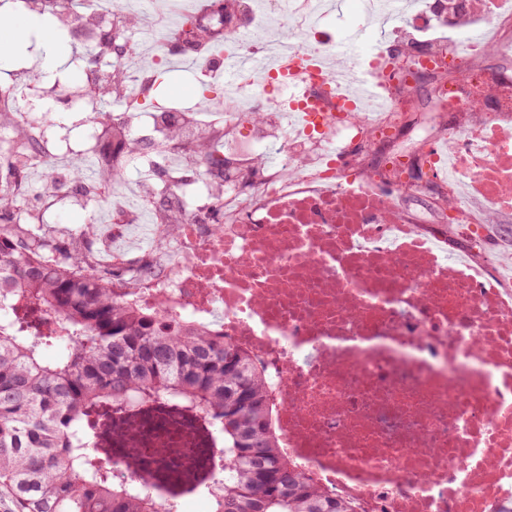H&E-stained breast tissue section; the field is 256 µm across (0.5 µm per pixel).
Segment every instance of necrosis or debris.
Here are the masks:
<instances>
[{
  "label": "necrosis or debris",
  "instance_id": "necrosis-or-debris-1",
  "mask_svg": "<svg viewBox=\"0 0 512 512\" xmlns=\"http://www.w3.org/2000/svg\"><path fill=\"white\" fill-rule=\"evenodd\" d=\"M323 0H288L280 35L330 61L341 39ZM384 45L352 56L377 71L385 105L340 98L330 71L289 60L287 101L242 76L224 125L253 152L189 197L183 161L207 132L192 111L149 123L158 178L178 212L155 227L162 264L113 253L129 302L223 330L265 372L278 446L308 481L356 512H494L512 501V282L487 260L512 222V0H425ZM201 23L231 57L265 53L253 0H225ZM312 112L289 125L288 105ZM276 148L277 159L262 152ZM207 454L189 417L161 412L114 431V482L155 495L158 471Z\"/></svg>",
  "mask_w": 512,
  "mask_h": 512
}]
</instances>
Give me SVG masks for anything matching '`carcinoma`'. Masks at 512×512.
Segmentation results:
<instances>
[{"label": "carcinoma", "instance_id": "carcinoma-1", "mask_svg": "<svg viewBox=\"0 0 512 512\" xmlns=\"http://www.w3.org/2000/svg\"><path fill=\"white\" fill-rule=\"evenodd\" d=\"M82 48V71L127 46L124 27L68 33ZM94 108L122 88L120 71L95 85ZM85 183L69 170L47 190L62 197ZM21 297L54 323L53 336H31L0 317V491L16 512H160L153 496L115 483L93 463L92 440L108 438L106 406L141 405L150 414L169 403L200 413L196 431L224 432V487L212 512H354L319 490L279 453L263 370L231 337L180 324L117 294L112 271L94 270L93 255L59 244L24 224H0V311Z\"/></svg>", "mask_w": 512, "mask_h": 512}]
</instances>
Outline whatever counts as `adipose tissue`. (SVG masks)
I'll return each mask as SVG.
<instances>
[{
    "label": "adipose tissue",
    "mask_w": 512,
    "mask_h": 512,
    "mask_svg": "<svg viewBox=\"0 0 512 512\" xmlns=\"http://www.w3.org/2000/svg\"><path fill=\"white\" fill-rule=\"evenodd\" d=\"M41 38L42 70L55 76L61 61V48L50 23L36 14L0 13V60H23L22 46L31 34Z\"/></svg>",
    "instance_id": "obj_1"
}]
</instances>
